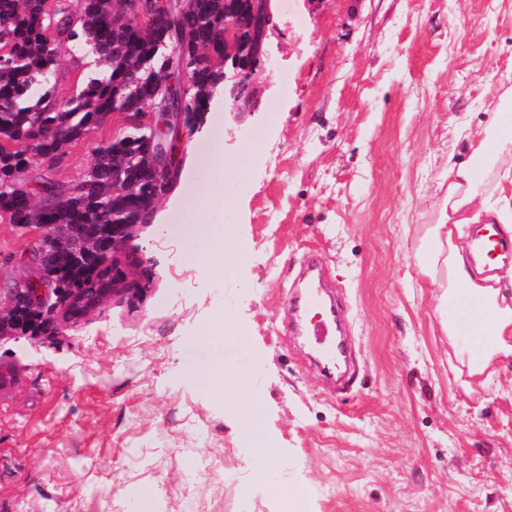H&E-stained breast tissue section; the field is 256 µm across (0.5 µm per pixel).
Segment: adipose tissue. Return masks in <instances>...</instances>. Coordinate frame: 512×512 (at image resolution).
Segmentation results:
<instances>
[{
  "label": "adipose tissue",
  "mask_w": 512,
  "mask_h": 512,
  "mask_svg": "<svg viewBox=\"0 0 512 512\" xmlns=\"http://www.w3.org/2000/svg\"><path fill=\"white\" fill-rule=\"evenodd\" d=\"M459 139L468 144L467 160L448 166V189L435 211L433 223L420 227L417 270L423 283L440 288L437 311L443 330L448 336L458 333L456 320L449 307L461 296H470L480 303L479 334L492 337V345L480 353H467L470 375L483 374L494 358H512V296L502 291L500 282L512 280V270L505 276H480L471 268L466 255L471 250L467 228L472 224H503L504 210L495 208L492 193H505L506 181L512 174L498 176L495 188L476 178V166H491L504 156H512V112L494 113L481 138H474L469 128H460ZM224 150L213 146L210 152V180L198 200V205L210 224L224 221Z\"/></svg>",
  "instance_id": "ef3b65f1"
}]
</instances>
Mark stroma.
Returning a JSON list of instances; mask_svg holds the SVG:
<instances>
[{"label": "stroma", "instance_id": "35a3bbf8", "mask_svg": "<svg viewBox=\"0 0 512 512\" xmlns=\"http://www.w3.org/2000/svg\"><path fill=\"white\" fill-rule=\"evenodd\" d=\"M292 8L306 27L276 15L255 110L219 95L202 114L126 245L124 291L0 337V512H512V361L469 376L415 273L418 228L469 155L455 127L482 132L512 91V0ZM126 129L115 112L61 161L31 157L28 189L70 185ZM215 143L224 277L185 235ZM42 235L0 218L1 295L36 273ZM312 254L353 353L344 392L288 331ZM214 369L232 378L220 399Z\"/></svg>", "mask_w": 512, "mask_h": 512}]
</instances>
